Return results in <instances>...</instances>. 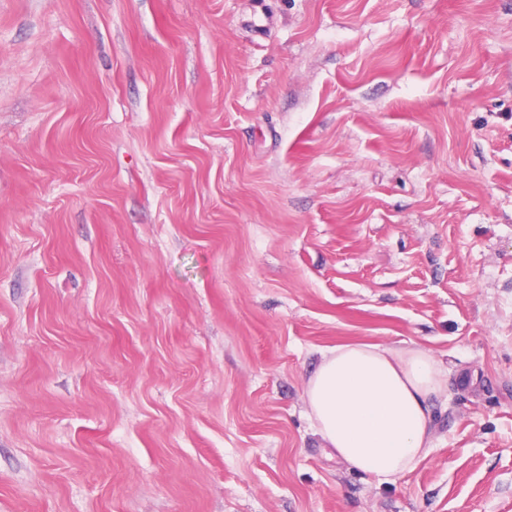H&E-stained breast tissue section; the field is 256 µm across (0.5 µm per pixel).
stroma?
<instances>
[{
	"label": "stroma",
	"mask_w": 512,
	"mask_h": 512,
	"mask_svg": "<svg viewBox=\"0 0 512 512\" xmlns=\"http://www.w3.org/2000/svg\"><path fill=\"white\" fill-rule=\"evenodd\" d=\"M349 342L448 366L394 484ZM0 512H512V0H0ZM447 389L448 367L423 346L350 342L323 352L305 402L329 456L388 484L428 455L433 400Z\"/></svg>",
	"instance_id": "35a3bbf8"
}]
</instances>
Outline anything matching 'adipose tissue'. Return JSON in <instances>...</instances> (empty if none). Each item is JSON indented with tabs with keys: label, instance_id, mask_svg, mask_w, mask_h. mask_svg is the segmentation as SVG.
<instances>
[{
	"label": "adipose tissue",
	"instance_id": "obj_1",
	"mask_svg": "<svg viewBox=\"0 0 512 512\" xmlns=\"http://www.w3.org/2000/svg\"><path fill=\"white\" fill-rule=\"evenodd\" d=\"M448 388V369L418 344L336 345L305 384L309 418L324 448L352 469L394 483L432 445L433 401Z\"/></svg>",
	"mask_w": 512,
	"mask_h": 512
}]
</instances>
